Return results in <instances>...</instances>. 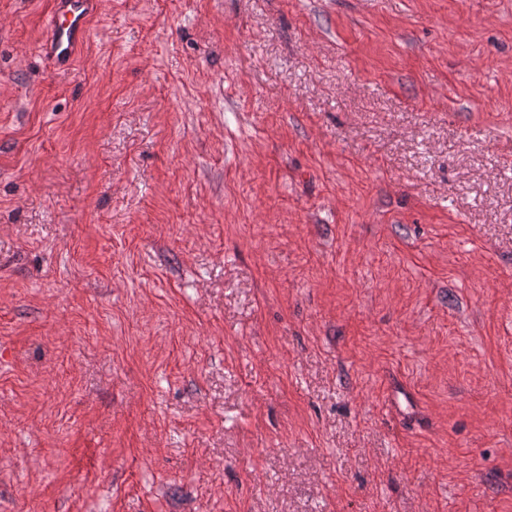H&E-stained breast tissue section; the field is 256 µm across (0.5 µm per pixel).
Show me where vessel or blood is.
Masks as SVG:
<instances>
[{
    "instance_id": "vessel-or-blood-1",
    "label": "vessel or blood",
    "mask_w": 512,
    "mask_h": 512,
    "mask_svg": "<svg viewBox=\"0 0 512 512\" xmlns=\"http://www.w3.org/2000/svg\"><path fill=\"white\" fill-rule=\"evenodd\" d=\"M102 4L103 0H52L46 20L49 34L41 46L52 66L64 68L73 63L78 48L88 39L90 21Z\"/></svg>"
}]
</instances>
